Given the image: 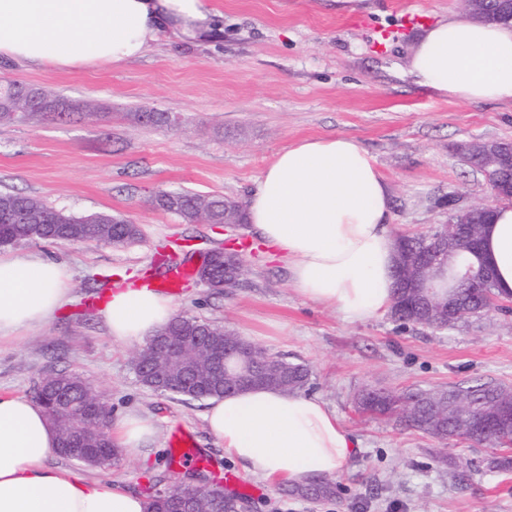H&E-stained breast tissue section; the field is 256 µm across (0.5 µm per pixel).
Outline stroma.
<instances>
[{"label":"stroma","instance_id":"obj_1","mask_svg":"<svg viewBox=\"0 0 512 512\" xmlns=\"http://www.w3.org/2000/svg\"><path fill=\"white\" fill-rule=\"evenodd\" d=\"M219 26L196 44L163 36L142 56L71 69L0 62V85L14 81L56 98L99 107L90 122L23 112L0 124V192H23L82 216L104 212L141 230L126 247L96 241H20L0 255L35 254L62 263L66 303L48 323L0 341V394L35 399L42 378L64 369L88 380L113 416L148 413L155 451L119 466L85 470L51 455V467L103 476L141 492L144 473L183 481L168 461L175 429L216 475L231 472L247 512H512V469L491 468L488 447L448 444L354 410L364 387L396 390L463 384L512 385V298L503 309L454 327L403 326L382 315L345 320L301 296L286 262L251 225L188 224L156 208L159 191L219 195L245 204L265 168L288 146L347 136L373 156L391 190L393 233L433 231L450 209L492 200L484 175L461 144L512 141V103L442 98L409 74L424 28L463 15L461 0H211ZM421 15L403 27L402 17ZM360 17L357 25L347 24ZM171 117L146 125L138 112ZM200 265L208 251L238 253L246 271L216 292L192 278L175 295L177 314L233 330L311 371L309 396L335 410L356 442L352 466L334 477L335 497L284 494L228 458L209 432L204 400L144 388L134 373L137 344L113 342L102 312L113 293L135 288L163 250Z\"/></svg>","mask_w":512,"mask_h":512}]
</instances>
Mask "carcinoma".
<instances>
[{
	"label": "carcinoma",
	"mask_w": 512,
	"mask_h": 512,
	"mask_svg": "<svg viewBox=\"0 0 512 512\" xmlns=\"http://www.w3.org/2000/svg\"><path fill=\"white\" fill-rule=\"evenodd\" d=\"M153 204L163 210H173L188 224L203 220L206 209L212 210L217 220L227 219L246 223L245 213L235 202L222 196H201L190 193L162 191ZM9 212L30 218L33 224L43 227L41 235L32 238L22 224L0 223V244L9 245L20 240L49 241H99L122 246L139 235L138 227L128 219L108 213H94L88 216H71L46 206L35 197L20 193H0V213ZM466 236L483 238L487 225L482 215L472 212L468 216ZM458 261L472 264L486 271L484 287L497 294L495 279L482 252L458 255ZM456 261V262H458ZM456 262H448V269L428 268L421 272L427 278L437 280L448 272V285L437 289L438 297L433 304L434 320H422L417 298L397 289L390 315L402 324L436 326L444 321L441 311L448 308V296L455 297L464 309L480 303L476 291L460 286L454 278ZM181 336L196 341L200 348L194 353V365L186 366L181 361L161 359L155 361L146 356L149 345H144L133 357V369L138 381L146 388L163 394L179 395L190 399H204L212 396L230 395L243 390L238 379L249 376L259 379V386L271 387L285 393H300L309 386L310 370L302 363L289 362L256 347L230 329L212 325L193 318L176 317L163 327L156 338ZM234 349L227 352L224 376L217 377L211 370L208 358L224 352V345ZM38 402L47 410L56 429L58 440H76L74 423L93 421L109 417L108 411L90 383L76 374L63 371L45 377L40 385ZM454 394L468 402L462 412H492L499 403H512V387L501 384L477 382L451 388H416L399 391L384 387L380 391L362 389L360 400L354 401L355 409L362 414L399 421L409 428L420 431L441 443L456 436L453 417L448 415V394ZM475 445L489 446L495 450L512 447V427L506 430L488 432L482 436L470 437ZM85 450L66 448L56 450L60 457L91 468H107L117 464L119 453L110 440L98 442L83 441ZM195 493L192 484L165 481L157 475L148 479L144 488L147 512H180L185 498ZM287 493L314 500L328 499L335 494V486L321 482L302 488H292ZM241 497L221 487H210V492L198 500L199 512H237Z\"/></svg>",
	"instance_id": "cac0c4a2"
}]
</instances>
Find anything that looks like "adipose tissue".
<instances>
[{
	"mask_svg": "<svg viewBox=\"0 0 512 512\" xmlns=\"http://www.w3.org/2000/svg\"><path fill=\"white\" fill-rule=\"evenodd\" d=\"M217 15L210 0H0V60L81 68L139 57L170 32L195 40ZM416 83L440 97L512 103V25L451 18L423 31L410 60ZM483 250L501 296L512 295V204L493 203ZM248 224L288 261L306 298L363 321L391 307L396 280L389 186L369 152L338 136L299 141L264 170L246 204ZM67 299L61 264L0 255V337L47 322ZM176 315L147 289L113 295V341L143 343ZM212 436L257 477L293 486L348 469L355 442L321 399L252 388L210 400ZM153 418L124 414L112 438L137 458L157 440ZM57 433L42 405L0 396V512H146L113 482L48 465Z\"/></svg>",
	"mask_w": 512,
	"mask_h": 512,
	"instance_id": "obj_1",
	"label": "adipose tissue"
}]
</instances>
